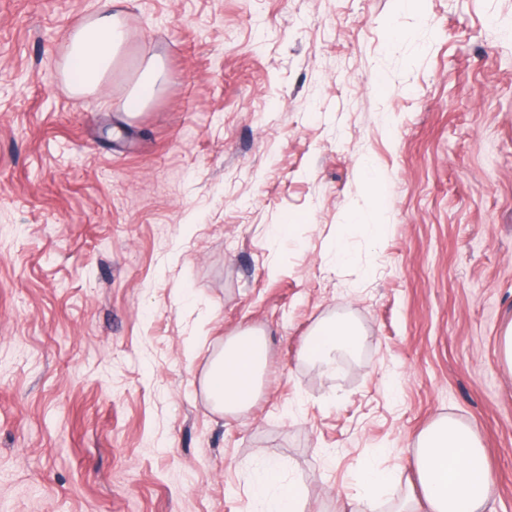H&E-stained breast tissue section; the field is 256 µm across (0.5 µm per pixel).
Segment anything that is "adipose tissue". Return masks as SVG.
Listing matches in <instances>:
<instances>
[{"instance_id":"1","label":"adipose tissue","mask_w":512,"mask_h":512,"mask_svg":"<svg viewBox=\"0 0 512 512\" xmlns=\"http://www.w3.org/2000/svg\"><path fill=\"white\" fill-rule=\"evenodd\" d=\"M122 0H104L82 23L64 36L67 53L61 70L75 98L96 93L111 77L129 44ZM165 79L161 57L144 61L120 110L132 120L154 100ZM359 332L346 321L329 319L312 331L307 354L331 363L337 349L357 346ZM267 367L264 331L250 329L228 337L205 374L204 390L214 406L227 414L249 408ZM414 465L429 512H485L491 473L476 433L451 418L428 427L417 442ZM252 491L263 512H304L292 483L286 482L278 462L261 458L252 469Z\"/></svg>"}]
</instances>
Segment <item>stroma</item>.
Listing matches in <instances>:
<instances>
[{
  "mask_svg": "<svg viewBox=\"0 0 512 512\" xmlns=\"http://www.w3.org/2000/svg\"><path fill=\"white\" fill-rule=\"evenodd\" d=\"M98 5L0 0V512H259L260 455L305 512L368 460L400 474L375 512H428L411 461L448 417L512 512V0H125L78 100L64 34ZM153 55L165 90L118 123ZM336 317L360 342L327 367L303 350ZM251 327L261 392L227 416L203 380Z\"/></svg>",
  "mask_w": 512,
  "mask_h": 512,
  "instance_id": "obj_1",
  "label": "stroma"
}]
</instances>
